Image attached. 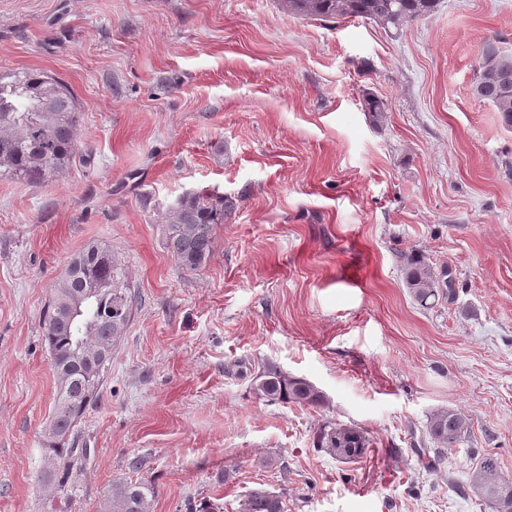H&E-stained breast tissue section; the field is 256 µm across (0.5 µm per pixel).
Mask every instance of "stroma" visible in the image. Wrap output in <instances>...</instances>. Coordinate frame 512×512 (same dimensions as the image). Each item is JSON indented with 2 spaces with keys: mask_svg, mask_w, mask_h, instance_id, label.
<instances>
[{
  "mask_svg": "<svg viewBox=\"0 0 512 512\" xmlns=\"http://www.w3.org/2000/svg\"><path fill=\"white\" fill-rule=\"evenodd\" d=\"M490 40L512 53V0H438L396 32L279 0H0V74L67 84L92 157L41 184L0 177V512H101L118 481L153 488L151 512H238L256 488L285 512H490L455 490L477 451L512 479V125L472 92ZM202 192L232 210L189 271L161 219ZM93 241L136 305L61 494L43 312ZM412 250L451 266L453 303L409 294ZM267 363L323 404L260 398ZM441 407L470 432L429 472L417 451ZM326 423L362 428L364 456L316 448Z\"/></svg>",
  "mask_w": 512,
  "mask_h": 512,
  "instance_id": "obj_1",
  "label": "stroma"
}]
</instances>
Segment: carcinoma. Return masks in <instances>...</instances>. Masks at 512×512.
Instances as JSON below:
<instances>
[{"label":"carcinoma","mask_w":512,"mask_h":512,"mask_svg":"<svg viewBox=\"0 0 512 512\" xmlns=\"http://www.w3.org/2000/svg\"><path fill=\"white\" fill-rule=\"evenodd\" d=\"M291 15L339 22L350 18L372 20L385 29L430 15L437 0H282ZM473 93L512 124V54L489 43L482 51ZM375 126L387 118L388 103L366 100ZM78 103L73 91L51 75L37 70L0 74V176L38 184L77 158ZM230 204L209 193L188 194L165 216L166 248L179 264L195 271L211 256L214 227L224 223ZM406 288L423 307L439 297L453 295L452 271L439 270L419 252L400 256ZM135 305L124 263L102 242H90L68 261L44 312V337L52 354L57 395L45 430V446L52 476L64 487L90 458L93 449L76 446L74 428L98 397L114 347L126 333ZM253 388L271 403L318 406L322 393L304 378L283 373L268 364L255 377ZM466 418L452 409H440L428 422L434 448L418 449L424 469L443 462L445 453L468 431ZM316 444L342 463L361 458L369 442L356 427L328 423L316 432ZM467 491L491 512H512V480L498 473V459L489 452L469 474ZM153 493L141 482L112 485L104 512H151ZM238 512H285L282 496L265 488L248 492Z\"/></svg>","instance_id":"carcinoma-1"}]
</instances>
